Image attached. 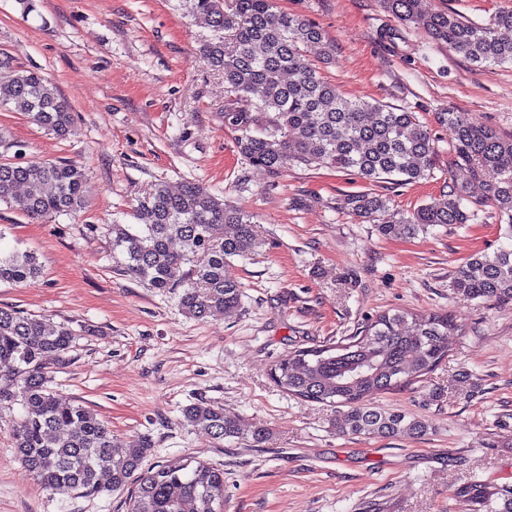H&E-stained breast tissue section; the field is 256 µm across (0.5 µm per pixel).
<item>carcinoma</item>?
I'll return each mask as SVG.
<instances>
[{
    "mask_svg": "<svg viewBox=\"0 0 512 512\" xmlns=\"http://www.w3.org/2000/svg\"><path fill=\"white\" fill-rule=\"evenodd\" d=\"M184 2L212 29L200 53L240 101L224 112V127L236 132L238 152L250 165L272 176L290 167H325L369 185H407L431 176L439 149L416 113L349 99L321 76L309 50L320 49L327 62L334 46L320 27L277 9L275 0ZM416 3L383 0L397 19L473 64H512V42L497 36V29L512 28V10L479 24L451 11L421 15ZM8 104L58 136L72 133L67 104L38 71L20 70L0 85V106ZM435 118L454 131L452 161L462 179L451 180L440 198L409 213L393 210L389 198L368 190L343 195L339 208L367 220L384 237H411L435 226L467 224L475 220L469 204L481 203L507 224L504 237L512 241V137L472 123L466 112H437ZM85 181L84 172L66 161L0 162V202L33 217L71 215L84 208ZM133 216L134 224H112V252L122 256L118 271L158 292L182 289V308L198 319L214 310H238L241 285L225 277L224 266L258 247L253 215L187 181L176 192L153 188ZM175 240L182 251L172 249ZM41 272L34 253L0 250V282L23 284ZM454 288L468 300L512 301V244L469 258ZM459 332L461 325L447 313L383 312L346 343L289 353L270 375L297 398L342 408L336 418L342 434L418 437L428 431L425 421L376 406L372 396L428 374L448 356V337ZM75 336L64 324L0 307V365L9 364L7 376L15 381L14 390H0V406L21 405L11 429L13 448L40 486L93 496L106 476L114 490L134 485L130 512H186L189 505L192 512H224L222 469L182 457L145 469L153 448L146 437L117 456L98 414L49 386L46 358L64 361ZM183 417L218 441L259 443L266 435L263 429L245 430L239 415L207 402L186 407ZM458 495L465 512H512L507 485L474 479Z\"/></svg>",
    "mask_w": 512,
    "mask_h": 512,
    "instance_id": "1",
    "label": "carcinoma"
}]
</instances>
